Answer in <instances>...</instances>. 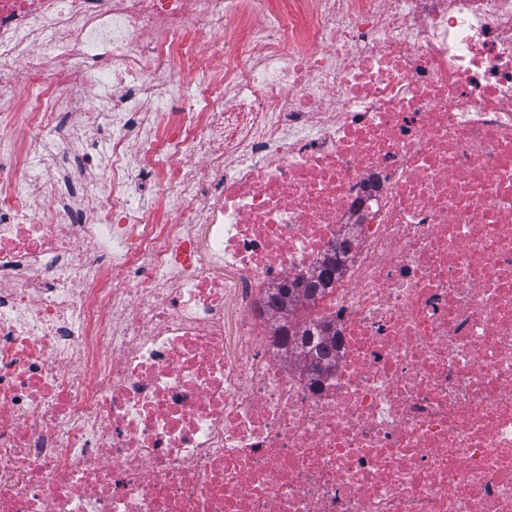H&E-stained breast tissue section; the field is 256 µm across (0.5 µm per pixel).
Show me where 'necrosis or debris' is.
<instances>
[{"label": "necrosis or debris", "mask_w": 512, "mask_h": 512, "mask_svg": "<svg viewBox=\"0 0 512 512\" xmlns=\"http://www.w3.org/2000/svg\"><path fill=\"white\" fill-rule=\"evenodd\" d=\"M2 66L0 512H512V0H0ZM297 337V344L304 352L305 356L308 357L311 367L315 371L322 370V366L325 362L329 361L331 354V348L324 335H326L325 329H319L316 333L311 332L310 329L303 330Z\"/></svg>", "instance_id": "obj_1"}]
</instances>
